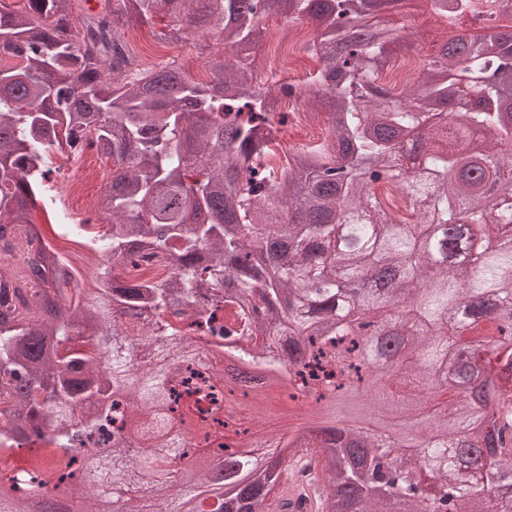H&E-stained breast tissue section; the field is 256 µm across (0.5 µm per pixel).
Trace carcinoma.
Here are the masks:
<instances>
[{
  "mask_svg": "<svg viewBox=\"0 0 512 512\" xmlns=\"http://www.w3.org/2000/svg\"><path fill=\"white\" fill-rule=\"evenodd\" d=\"M23 2L0 0V239L37 210L54 213L50 152L85 143L112 162L100 198L112 221L105 238L59 226L103 254L82 288L57 287L49 252L25 269L41 284L32 292L0 274V406L15 421L0 460L20 439L63 451L51 467L32 454L29 492L0 486V512H32L50 485L67 489L66 505L41 512H107L102 483L115 498L141 491L149 512H271L288 454L258 468L241 453L250 428L211 427L221 401L254 402L224 381L226 357L275 382L272 410H326L313 427L317 512H512V488L499 491L512 467L501 452L512 431V155L500 153L512 145V30L477 0H423L438 19L470 13L487 33L445 41L421 79L395 91L378 78L394 43L382 13L399 0H105L80 31L71 0ZM271 8L316 21L307 51L330 132L323 147L288 150L281 169L270 156L287 116L254 66ZM133 17L169 21L173 40L191 30L215 39L212 80H189L173 62L134 69L122 36ZM409 155L410 177L368 179ZM383 186L409 200V216L384 206ZM462 227L459 284L448 260ZM147 256L171 276L115 273ZM205 306L230 308L234 328L202 349L165 314ZM401 316L406 373L392 381L371 363L380 330ZM192 367L212 383L177 393ZM365 383L367 398L351 394ZM120 401L115 437L149 460L137 470L129 449L97 448ZM177 405L203 443L167 446ZM355 412L395 431L401 449L425 436L448 445L417 467L400 451L384 461L336 427Z\"/></svg>",
  "mask_w": 512,
  "mask_h": 512,
  "instance_id": "1",
  "label": "carcinoma"
}]
</instances>
